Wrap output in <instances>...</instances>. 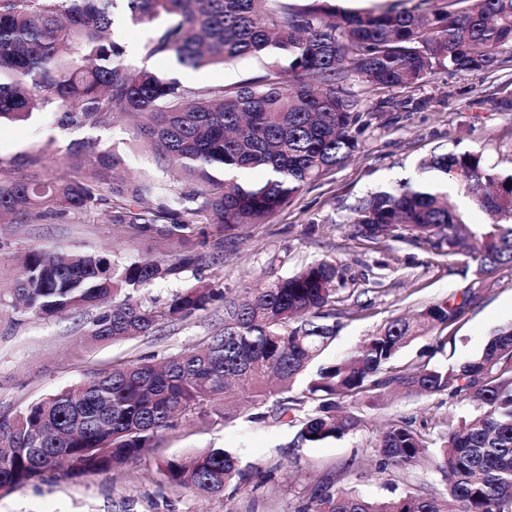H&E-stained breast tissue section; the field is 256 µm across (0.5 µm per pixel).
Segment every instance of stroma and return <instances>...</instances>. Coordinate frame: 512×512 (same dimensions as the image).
Masks as SVG:
<instances>
[{
  "mask_svg": "<svg viewBox=\"0 0 512 512\" xmlns=\"http://www.w3.org/2000/svg\"><path fill=\"white\" fill-rule=\"evenodd\" d=\"M113 32L129 65L169 74L187 87H230L267 74L264 62L256 58L199 69L179 67L171 57L151 54L152 27L131 24L121 15ZM502 57L492 72L440 69L411 87L373 90L355 85L364 108L374 114L371 126L358 136L359 151L264 223L222 232L208 217L199 216L179 239L147 235L135 225L101 217L81 223L0 224V415L16 414L113 361H158L188 349L221 329L225 299L322 259L337 261L346 276V285L331 306L336 338L325 354L329 361L345 358L390 319L461 297L477 278L475 260H451L409 238L371 243L354 237L348 218L358 198L416 176L419 161L434 152H478L497 171H512V52L503 51ZM75 137L111 143L122 154L126 172L155 171L150 148L134 138L123 117L111 129L74 134L58 128L53 113L42 112L0 128V158L22 162L51 140L56 150L45 158L44 169L58 174L67 168L62 151ZM34 248L98 255L119 265L198 253L204 257L201 265L142 291V299L162 302L202 281L223 291L225 298L187 318L165 319L151 335L96 343L89 332L98 308L45 318L16 312L12 288L25 254ZM510 322L512 264H505L487 278L482 298L466 307L456 324L440 338L416 340L396 364L449 365L476 358L494 330ZM239 404L236 392L217 395L212 411L179 418L164 431L159 448L120 471L77 480L59 476L1 494L0 512H297L321 480L340 477L350 465L358 473L359 490L376 499L388 498L393 483L402 492H441L445 483L440 474L421 465L404 471L380 469L375 444L391 419L407 418L434 438L449 409L461 414L469 410L446 393L387 396L380 408L363 411L357 433L296 449L282 459L277 447L290 440L291 428L282 422L225 419V409ZM203 448L233 449L244 462L273 471L274 476L255 491L230 498L202 499L161 484V457Z\"/></svg>",
  "mask_w": 512,
  "mask_h": 512,
  "instance_id": "1",
  "label": "stroma"
}]
</instances>
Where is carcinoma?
Listing matches in <instances>:
<instances>
[{
  "mask_svg": "<svg viewBox=\"0 0 512 512\" xmlns=\"http://www.w3.org/2000/svg\"><path fill=\"white\" fill-rule=\"evenodd\" d=\"M449 11L426 7L346 11L333 0L294 11L283 0H0V122L53 112L62 130L106 129L116 116L135 118V137L152 145L170 183L117 175L123 159L98 141L73 139L68 162L81 174L41 172L48 142L25 156L23 171L3 175L0 224L78 221L103 214L167 237L206 213L224 229L256 224L293 202L323 174L359 149L357 133L371 113L349 82L372 89L427 81L439 68L491 71L512 48V0H466ZM134 24H156L151 53L172 54L195 69L264 56L268 74L232 88H187L177 79L124 62L114 41V10ZM262 169L261 182L244 179ZM421 179L405 178L361 197L351 207L354 236L370 241L408 233L448 257L470 254L486 277L512 263V173L480 153H433L418 164ZM457 187L489 222L471 224L448 202ZM202 257L144 258L125 266L82 253L34 250L13 293L24 312L52 316L112 300L93 323L100 342L156 331L164 317L204 310L223 292L184 289L163 308L133 293L180 275ZM345 285L342 266L310 263L272 280L242 301H224L222 329L158 365L129 360L80 384L0 417V492L45 480L62 464L66 475L107 473L158 447L178 416L208 412L234 382L250 421L290 416L288 448L317 446L360 430L356 403L376 404L391 390L408 395L450 391L473 410L443 419L430 439L412 422L392 421L375 452L382 468L405 470L425 461L446 492L406 491L372 499L354 486L320 482L298 512H512V324L495 331L481 356L458 365L401 368L402 349L446 329L481 298L472 285L457 304L432 303L397 317L346 358L322 363L336 337L323 319ZM302 380L301 396L288 395ZM275 399V408L262 407ZM163 483L199 497L252 491L272 477L242 465L226 448L163 458Z\"/></svg>",
  "mask_w": 512,
  "mask_h": 512,
  "instance_id": "obj_1",
  "label": "carcinoma"
}]
</instances>
